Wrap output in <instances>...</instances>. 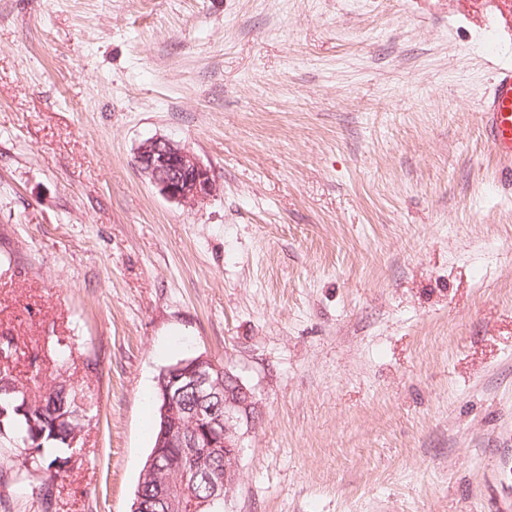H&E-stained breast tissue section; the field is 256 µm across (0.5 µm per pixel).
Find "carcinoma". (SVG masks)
<instances>
[{"label":"carcinoma","mask_w":512,"mask_h":512,"mask_svg":"<svg viewBox=\"0 0 512 512\" xmlns=\"http://www.w3.org/2000/svg\"><path fill=\"white\" fill-rule=\"evenodd\" d=\"M50 358L56 371L63 370L71 356V342L49 337ZM41 355H32L31 375L25 380L0 370V470L15 466L23 455L26 477L45 469L62 467L76 452L70 442L80 436L83 397L66 381L47 379L37 365ZM151 453L156 461L144 465L135 500L139 512H162V497L176 482L186 485L189 494L182 510L223 512L224 452L221 448H162L160 427H155Z\"/></svg>","instance_id":"1"}]
</instances>
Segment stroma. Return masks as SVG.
Returning <instances> with one entry per match:
<instances>
[{
	"mask_svg": "<svg viewBox=\"0 0 512 512\" xmlns=\"http://www.w3.org/2000/svg\"><path fill=\"white\" fill-rule=\"evenodd\" d=\"M508 63L512 0H0V336L18 377L73 339L42 371L88 405L49 500L3 472L0 512H131L157 376L199 354L262 412L224 512H492L512 185L477 107ZM155 136L213 196L139 173ZM136 162L166 199L198 204L214 192L210 170L185 146L162 137L148 139L137 148Z\"/></svg>",
	"mask_w": 512,
	"mask_h": 512,
	"instance_id": "obj_1",
	"label": "stroma"
}]
</instances>
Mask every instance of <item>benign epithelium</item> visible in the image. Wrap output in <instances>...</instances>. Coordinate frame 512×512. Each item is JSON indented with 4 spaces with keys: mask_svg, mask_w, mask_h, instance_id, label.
Here are the masks:
<instances>
[{
    "mask_svg": "<svg viewBox=\"0 0 512 512\" xmlns=\"http://www.w3.org/2000/svg\"><path fill=\"white\" fill-rule=\"evenodd\" d=\"M136 162L166 199L178 203L198 204L214 192L210 170L190 149L162 137L148 139L137 148ZM224 378V386L213 382V376ZM169 387L176 395H168L161 436L170 439L171 447L224 448V493L235 488L239 480L238 459L243 442L254 429L260 406L255 394L229 367L206 355L190 358L164 371ZM191 389L199 397L194 406L177 405V395ZM185 415L204 426L205 434L188 443L169 431V418Z\"/></svg>",
    "mask_w": 512,
    "mask_h": 512,
    "instance_id": "benign-epithelium-1",
    "label": "benign epithelium"
}]
</instances>
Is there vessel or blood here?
Listing matches in <instances>:
<instances>
[{
  "instance_id": "obj_1",
  "label": "vessel or blood",
  "mask_w": 512,
  "mask_h": 512,
  "mask_svg": "<svg viewBox=\"0 0 512 512\" xmlns=\"http://www.w3.org/2000/svg\"><path fill=\"white\" fill-rule=\"evenodd\" d=\"M480 112L487 141L503 171L512 177V66L497 70Z\"/></svg>"
}]
</instances>
